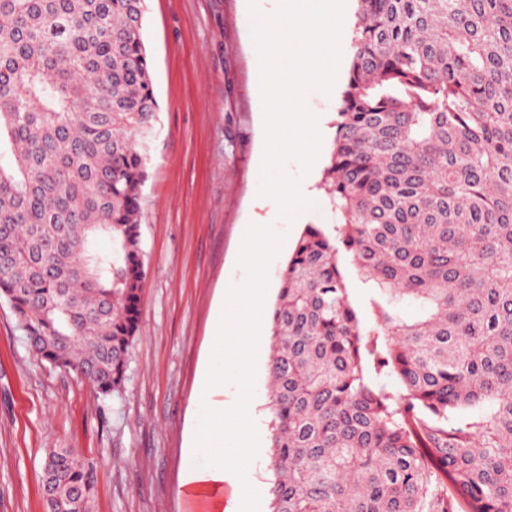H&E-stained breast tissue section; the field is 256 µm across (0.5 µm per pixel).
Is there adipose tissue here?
Here are the masks:
<instances>
[{
	"label": "adipose tissue",
	"mask_w": 512,
	"mask_h": 512,
	"mask_svg": "<svg viewBox=\"0 0 512 512\" xmlns=\"http://www.w3.org/2000/svg\"><path fill=\"white\" fill-rule=\"evenodd\" d=\"M263 295L259 287L242 295L229 294L214 326V343H223L230 332L240 338L222 359L223 367L236 375L240 391L231 407L213 406L211 422L200 425L186 459L184 495L202 512H251L256 496L255 451L250 447L255 432L251 382L254 350L261 342L254 327ZM229 436L236 440V447H225Z\"/></svg>",
	"instance_id": "1"
}]
</instances>
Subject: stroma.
<instances>
[{"label":"stroma","mask_w":512,"mask_h":512,"mask_svg":"<svg viewBox=\"0 0 512 512\" xmlns=\"http://www.w3.org/2000/svg\"><path fill=\"white\" fill-rule=\"evenodd\" d=\"M144 42L159 121L142 192L145 291L141 324L118 393L96 399L76 374L32 351L0 299V512H45L46 449L76 448L93 463V512H190L184 459L212 403L231 404L232 374L200 389L224 293L264 282L269 328L278 274L304 225L330 224L329 204L279 218L257 195L264 149L259 63L247 0H146ZM272 241L265 270L244 259L249 225ZM270 341L256 356L255 477L271 485L267 377Z\"/></svg>","instance_id":"stroma-1"}]
</instances>
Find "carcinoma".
Returning a JSON list of instances; mask_svg holds the SVG:
<instances>
[{
  "label": "carcinoma",
  "mask_w": 512,
  "mask_h": 512,
  "mask_svg": "<svg viewBox=\"0 0 512 512\" xmlns=\"http://www.w3.org/2000/svg\"><path fill=\"white\" fill-rule=\"evenodd\" d=\"M145 18V0H0V298L99 398L141 319ZM352 49L336 223L305 226L271 313L270 512H512V0H358ZM43 475L45 512H92L78 449H49ZM341 263L343 266L344 276L350 288V299L352 304L357 310L361 321L368 326L372 322V312L369 303L371 290L360 282L356 270L350 263L349 258L342 256Z\"/></svg>",
  "instance_id": "obj_1"
}]
</instances>
